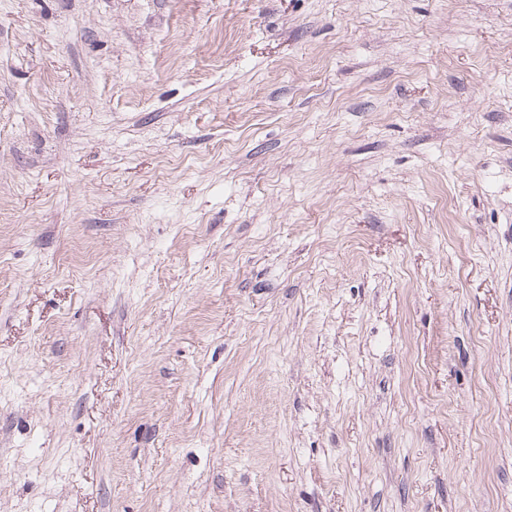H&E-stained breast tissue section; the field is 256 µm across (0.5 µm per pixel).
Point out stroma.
<instances>
[{
	"mask_svg": "<svg viewBox=\"0 0 512 512\" xmlns=\"http://www.w3.org/2000/svg\"><path fill=\"white\" fill-rule=\"evenodd\" d=\"M0 512H512V0H0Z\"/></svg>",
	"mask_w": 512,
	"mask_h": 512,
	"instance_id": "obj_1",
	"label": "stroma"
}]
</instances>
